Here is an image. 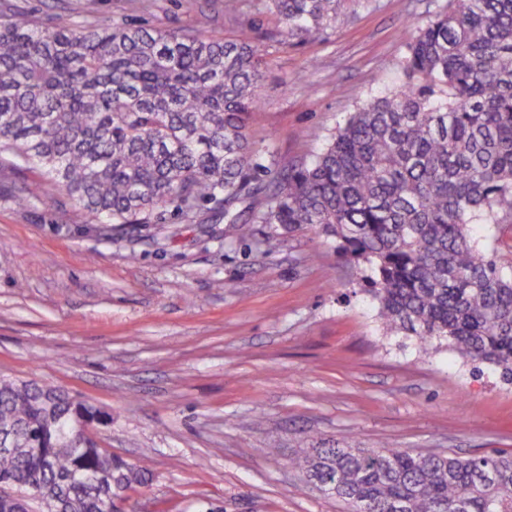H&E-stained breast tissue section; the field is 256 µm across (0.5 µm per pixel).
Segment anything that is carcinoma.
Here are the masks:
<instances>
[{"label": "carcinoma", "mask_w": 512, "mask_h": 512, "mask_svg": "<svg viewBox=\"0 0 512 512\" xmlns=\"http://www.w3.org/2000/svg\"><path fill=\"white\" fill-rule=\"evenodd\" d=\"M281 25L236 39L104 20L0 14V151L36 169L104 236L158 210L318 230L370 271L389 333L448 346L512 382V265L471 243L512 220V0H447L406 27L409 82L350 114L309 162H258L249 118L261 41L322 36L363 0H272ZM101 413L60 387L0 377V512H106L146 471L94 440ZM306 482L371 512H512V455L322 444Z\"/></svg>", "instance_id": "cac0c4a2"}]
</instances>
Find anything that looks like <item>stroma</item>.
I'll use <instances>...</instances> for the list:
<instances>
[{
  "label": "stroma",
  "mask_w": 512,
  "mask_h": 512,
  "mask_svg": "<svg viewBox=\"0 0 512 512\" xmlns=\"http://www.w3.org/2000/svg\"><path fill=\"white\" fill-rule=\"evenodd\" d=\"M444 2L368 0L321 39L263 42L260 161L311 158L365 100L400 88L403 26ZM7 5L47 23L67 13L227 38L278 23L268 0H198L191 14L181 0ZM200 215L157 213L104 237L63 190L0 155V377L64 388L106 415L94 440L149 472L121 512H345L292 465L321 440L512 453V383L385 335L365 269L335 240Z\"/></svg>",
  "instance_id": "1"
}]
</instances>
